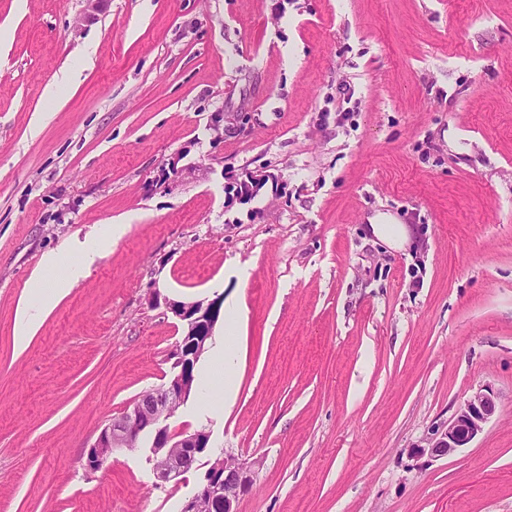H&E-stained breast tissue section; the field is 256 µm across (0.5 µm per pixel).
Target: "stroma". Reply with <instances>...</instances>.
<instances>
[{
	"mask_svg": "<svg viewBox=\"0 0 512 512\" xmlns=\"http://www.w3.org/2000/svg\"><path fill=\"white\" fill-rule=\"evenodd\" d=\"M0 26V512L195 495L205 461L157 485L146 439L84 468L171 375L156 292L240 309L232 403L200 384L168 421L256 463L238 512H512V0H0ZM122 220L15 351L44 253ZM480 388L470 447L417 455ZM373 236L394 249H402L409 241L408 229L403 224H396L390 216H381L375 223L369 224Z\"/></svg>",
	"mask_w": 512,
	"mask_h": 512,
	"instance_id": "35a3bbf8",
	"label": "stroma"
}]
</instances>
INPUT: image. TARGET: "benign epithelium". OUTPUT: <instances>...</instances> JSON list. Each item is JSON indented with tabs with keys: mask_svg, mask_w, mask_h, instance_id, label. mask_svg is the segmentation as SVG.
<instances>
[{
	"mask_svg": "<svg viewBox=\"0 0 512 512\" xmlns=\"http://www.w3.org/2000/svg\"><path fill=\"white\" fill-rule=\"evenodd\" d=\"M266 178L246 173L235 180L234 192L241 198L256 194ZM152 306L163 307V314L182 327L181 341L173 352V373L150 399L139 398L132 407L112 418L90 447L85 469L98 471L117 448H131L138 435L150 432L151 450L157 477L163 482L178 480L193 462L209 448L211 434L205 430L172 431L167 421L189 399L194 389V367L207 351L215 327L224 315V296L185 302L151 298ZM497 408L494 393L479 389L457 410L448 425L436 430L427 441L432 457L450 456L466 448L483 431ZM252 466L218 455L204 475L198 492L184 504L182 512H197L202 502L215 512H237L240 497L253 484Z\"/></svg>",
	"mask_w": 512,
	"mask_h": 512,
	"instance_id": "1",
	"label": "benign epithelium"
}]
</instances>
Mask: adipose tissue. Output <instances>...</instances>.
I'll return each instance as SVG.
<instances>
[{
	"instance_id": "ef3b65f1",
	"label": "adipose tissue",
	"mask_w": 512,
	"mask_h": 512,
	"mask_svg": "<svg viewBox=\"0 0 512 512\" xmlns=\"http://www.w3.org/2000/svg\"><path fill=\"white\" fill-rule=\"evenodd\" d=\"M125 223L106 225L100 235L79 243L68 250L45 255L41 265L52 269L65 266L62 278L47 282L40 276H33L29 296L18 307L17 329L14 336L16 350H24L37 331L44 315L78 284L86 275L89 267L101 258L110 246L118 242L128 231Z\"/></svg>"
}]
</instances>
